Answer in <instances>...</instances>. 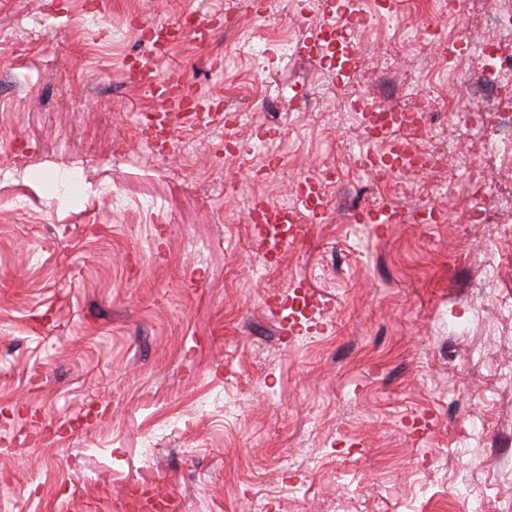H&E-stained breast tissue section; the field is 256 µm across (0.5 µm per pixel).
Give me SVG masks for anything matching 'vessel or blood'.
Listing matches in <instances>:
<instances>
[{"instance_id": "vessel-or-blood-1", "label": "vessel or blood", "mask_w": 512, "mask_h": 512, "mask_svg": "<svg viewBox=\"0 0 512 512\" xmlns=\"http://www.w3.org/2000/svg\"><path fill=\"white\" fill-rule=\"evenodd\" d=\"M215 29L212 19L198 18L190 30H182L176 22H154L142 26V39L151 47L148 55L142 57L136 68V77L159 103L151 115L145 116L142 133H172L177 123L198 128L208 124L213 118L211 104L200 97L186 96L184 75L181 69L172 67L161 70L160 63L167 55V36H194L200 40L209 39ZM296 206L287 210L271 208L261 197L252 199L248 222L252 225L266 260L279 258L288 249L301 247L310 240L316 224L327 216V206L319 189L317 176L306 175L296 184ZM357 224H400L409 221L410 214L404 208L393 204H375L354 212L351 216ZM279 224L290 225L288 237L277 234ZM305 293L301 286H294L288 296L282 297L281 306L288 308L290 331L301 330L303 324L312 322L314 308L301 307Z\"/></svg>"}]
</instances>
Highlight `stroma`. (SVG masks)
<instances>
[{
    "instance_id": "1",
    "label": "stroma",
    "mask_w": 512,
    "mask_h": 512,
    "mask_svg": "<svg viewBox=\"0 0 512 512\" xmlns=\"http://www.w3.org/2000/svg\"><path fill=\"white\" fill-rule=\"evenodd\" d=\"M88 1L0 0V512H130L146 490L174 512H512V248L458 223L476 143L442 106L447 57L406 43L447 17L398 0L355 32L340 85L322 0L229 17L225 0ZM185 12L222 26L162 65L233 125L180 126L157 150L130 64L139 23ZM413 89L437 99L424 146L456 161L388 183L351 167L369 143L347 100L404 110ZM325 166V221L268 265L248 201L294 204ZM383 202L450 219L352 223ZM294 282L327 329L289 333L265 307Z\"/></svg>"
}]
</instances>
